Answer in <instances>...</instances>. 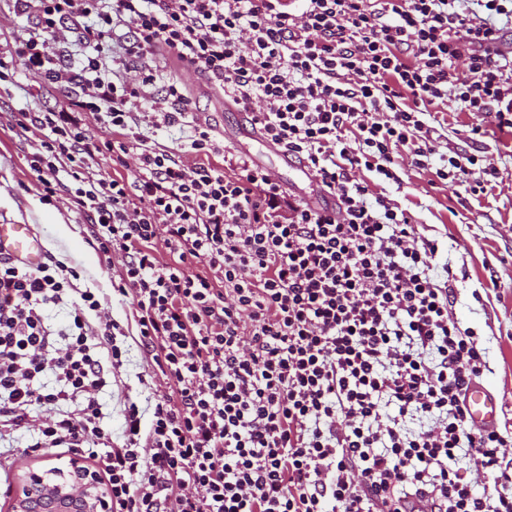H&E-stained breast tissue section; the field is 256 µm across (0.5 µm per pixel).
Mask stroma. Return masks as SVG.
I'll return each mask as SVG.
<instances>
[{
    "label": "stroma",
    "mask_w": 512,
    "mask_h": 512,
    "mask_svg": "<svg viewBox=\"0 0 512 512\" xmlns=\"http://www.w3.org/2000/svg\"><path fill=\"white\" fill-rule=\"evenodd\" d=\"M178 76L196 104L197 120L207 121L214 131L212 163L221 164L229 151L267 168L287 188L300 186L298 169L283 166L261 142L243 138L245 114L227 107L221 91L205 76L186 70ZM477 125L484 133L471 137L470 130ZM435 126L441 136V153L476 152L496 168L498 175L484 194L472 195L456 183L439 180L433 170L413 167L407 154L397 159L396 180L383 181L363 169L356 176L410 214L420 235L438 241L434 274L442 279L451 271L458 279L454 316L461 328L474 331L486 352L488 368L479 381L498 400L499 426L512 433V135L492 127L489 118L451 107L436 113ZM30 150L29 142L8 126H0V224L34 225L45 248L76 267L82 279L111 294L109 313L126 333L128 354L102 402L105 429L113 445L120 446L127 401L138 403L142 424L147 427L155 396H169L173 390L166 384L154 390L144 385L151 368L139 344L133 300L112 291V279L122 266L123 255L116 252L111 258L101 257L88 243L90 230L82 215L61 204L41 203L37 176L25 159ZM492 280L497 281V288H489ZM4 444L0 478L7 485L0 487V512H11V488L20 465L64 467L69 457L57 449L46 457L22 455L24 440L18 436L5 439Z\"/></svg>",
    "instance_id": "obj_1"
}]
</instances>
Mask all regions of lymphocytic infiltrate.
<instances>
[{
  "label": "lymphocytic infiltrate",
  "instance_id": "obj_1",
  "mask_svg": "<svg viewBox=\"0 0 512 512\" xmlns=\"http://www.w3.org/2000/svg\"><path fill=\"white\" fill-rule=\"evenodd\" d=\"M34 20L0 56L51 108L11 113L32 147L46 204L85 217L101 255L125 256L112 293L132 298L140 343L175 399L141 430L124 408L111 446L101 396L126 351L110 295L82 286L52 253L0 258V439L25 454L80 452L112 512H512V442L474 426L466 392L485 352L452 316L455 275L437 280V240L373 195L359 169L394 179L408 149L424 169L438 141L432 108L488 116L512 133V9L482 0H10ZM206 75L264 138L317 176L333 208L286 202L256 164L213 152L184 85L158 57ZM465 61L470 78L453 73ZM134 70L138 82L124 73ZM153 125L187 126L196 160L152 143ZM104 128L91 138L87 118ZM135 165H128V155ZM130 166L127 176L101 164ZM494 167L454 153L438 179L485 191ZM166 231L173 260L156 248ZM205 263L207 273L194 272ZM54 308L69 311L51 322ZM394 413H385V406ZM430 426L412 431L410 420ZM493 478L476 493L454 465Z\"/></svg>",
  "mask_w": 512,
  "mask_h": 512
}]
</instances>
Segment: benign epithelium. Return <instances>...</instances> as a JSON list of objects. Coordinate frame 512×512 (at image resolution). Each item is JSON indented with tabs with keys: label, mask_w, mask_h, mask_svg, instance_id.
Masks as SVG:
<instances>
[{
	"label": "benign epithelium",
	"mask_w": 512,
	"mask_h": 512,
	"mask_svg": "<svg viewBox=\"0 0 512 512\" xmlns=\"http://www.w3.org/2000/svg\"><path fill=\"white\" fill-rule=\"evenodd\" d=\"M12 512H111L106 488L73 461L65 468L19 470Z\"/></svg>",
	"instance_id": "obj_1"
}]
</instances>
